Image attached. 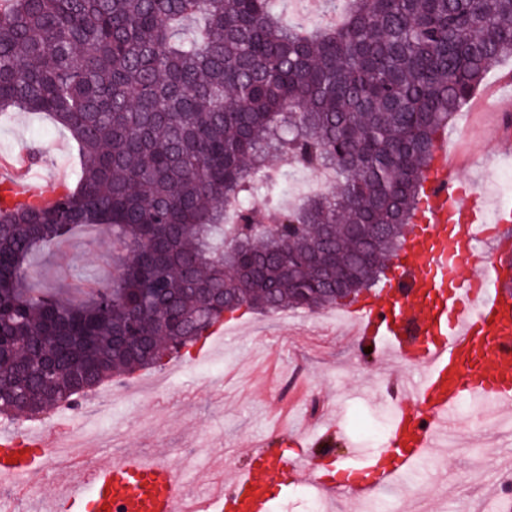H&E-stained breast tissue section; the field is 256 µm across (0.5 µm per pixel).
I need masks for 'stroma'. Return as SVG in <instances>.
I'll return each instance as SVG.
<instances>
[{"mask_svg":"<svg viewBox=\"0 0 512 512\" xmlns=\"http://www.w3.org/2000/svg\"><path fill=\"white\" fill-rule=\"evenodd\" d=\"M499 116L463 106L453 121L452 148L465 176H488L500 167L494 128ZM39 148L40 171L47 182H74L79 155L69 133L51 127L47 117L16 112L0 123V156L10 158ZM116 273L106 229L83 230L41 251L30 267L33 287L82 299L89 286L111 282ZM233 325L232 335L215 337L219 352L206 356L205 345L190 347L149 370L106 383L75 409L49 413L47 424L108 430L103 445L113 458L167 450L186 465L185 481L193 494L212 483L234 482L251 453L267 441L308 426L313 414L327 412L338 429L322 453L339 465V477L366 478L380 445L361 439L357 421L394 427L398 404L385 387L406 376L397 363L365 362L369 347L337 333V322L303 310L290 314L249 311ZM464 426L459 444L438 449L410 475L408 487L394 491L395 501L409 500L413 512H492L495 499L485 484L498 481L499 466L512 458V435L490 438L480 425ZM53 463L40 459L28 476L26 496L12 495L0 484V500L11 512H30L36 499L54 500Z\"/></svg>","mask_w":512,"mask_h":512,"instance_id":"1","label":"stroma"}]
</instances>
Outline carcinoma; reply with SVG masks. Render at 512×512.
I'll return each instance as SVG.
<instances>
[{"label": "carcinoma", "instance_id": "obj_1", "mask_svg": "<svg viewBox=\"0 0 512 512\" xmlns=\"http://www.w3.org/2000/svg\"><path fill=\"white\" fill-rule=\"evenodd\" d=\"M0 115L43 113L80 155L49 202L2 200L0 417L75 409L239 310L315 311L375 285L417 209L438 136L512 56V0H347L332 25L277 0H7ZM272 156L333 167L327 194L284 197ZM244 203L224 223V201ZM104 226L112 284L39 293L29 263ZM291 1L292 0L278 1V11L282 14V16L287 22L290 21L293 23H297L308 29H315L322 24L323 19L327 13L322 1L318 0L322 16L319 14H315L307 17L301 16L298 13H296L293 9Z\"/></svg>", "mask_w": 512, "mask_h": 512}]
</instances>
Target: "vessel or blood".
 <instances>
[{"instance_id": "vessel-or-blood-1", "label": "vessel or blood", "mask_w": 512, "mask_h": 512, "mask_svg": "<svg viewBox=\"0 0 512 512\" xmlns=\"http://www.w3.org/2000/svg\"><path fill=\"white\" fill-rule=\"evenodd\" d=\"M434 152L419 209L378 292L346 310L358 340L422 371L393 392L403 410L384 444L389 465L375 483L379 489L431 456L463 395L495 408L512 403V291L500 274L504 250L492 242L497 226L512 222V203L494 206L481 187L463 189L447 138ZM335 434L330 427L310 441L298 435L289 442L292 454L256 455L233 485L204 499L186 491L183 469L169 455L105 459L85 452L84 476L67 480L63 496L76 512H193L198 503L205 512H270L273 477L315 479L317 450ZM69 437L60 425L40 431L35 445L59 448ZM31 464L28 455L1 459L0 482L22 488Z\"/></svg>"}]
</instances>
